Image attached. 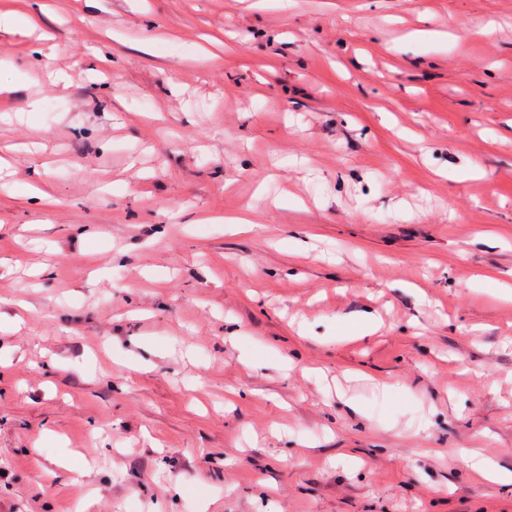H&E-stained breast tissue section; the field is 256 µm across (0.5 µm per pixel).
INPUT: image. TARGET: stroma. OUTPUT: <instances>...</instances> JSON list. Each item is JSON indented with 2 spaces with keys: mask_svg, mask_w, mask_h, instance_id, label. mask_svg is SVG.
Masks as SVG:
<instances>
[{
  "mask_svg": "<svg viewBox=\"0 0 512 512\" xmlns=\"http://www.w3.org/2000/svg\"><path fill=\"white\" fill-rule=\"evenodd\" d=\"M1 11V503L512 512V0Z\"/></svg>",
  "mask_w": 512,
  "mask_h": 512,
  "instance_id": "1",
  "label": "stroma"
}]
</instances>
